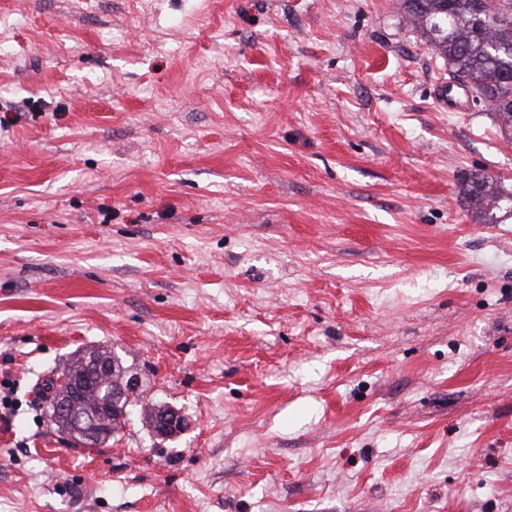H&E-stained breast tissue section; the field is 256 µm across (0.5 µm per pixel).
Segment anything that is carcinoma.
Wrapping results in <instances>:
<instances>
[{"label":"carcinoma","instance_id":"1","mask_svg":"<svg viewBox=\"0 0 512 512\" xmlns=\"http://www.w3.org/2000/svg\"><path fill=\"white\" fill-rule=\"evenodd\" d=\"M398 8L412 28L421 33L446 66L453 79L487 99L500 128L512 134V0H397ZM463 191L476 216L486 224L498 221L501 203H511L498 179L475 173L465 180ZM94 356L108 364L106 377L89 371L92 386L85 403L88 421L112 407V393L127 373L134 372L112 351Z\"/></svg>","mask_w":512,"mask_h":512}]
</instances>
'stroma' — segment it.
<instances>
[{
	"label": "stroma",
	"instance_id": "35a3bbf8",
	"mask_svg": "<svg viewBox=\"0 0 512 512\" xmlns=\"http://www.w3.org/2000/svg\"><path fill=\"white\" fill-rule=\"evenodd\" d=\"M512 137L395 0H0V512H512ZM143 405L72 447L76 351ZM463 187L472 211L484 224H497L496 210L501 209L504 199L510 203L509 212H512V192L503 194L495 177L475 173L465 180ZM152 413L154 421L151 429L162 439L181 432L185 427L184 418L172 409L156 406Z\"/></svg>",
	"mask_w": 512,
	"mask_h": 512
}]
</instances>
